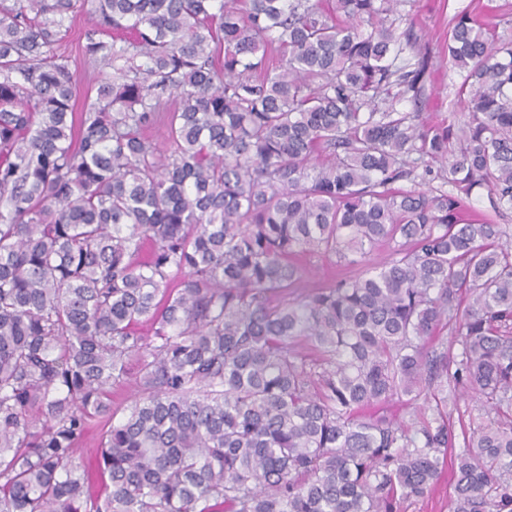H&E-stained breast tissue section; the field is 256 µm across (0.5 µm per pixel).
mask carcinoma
Returning a JSON list of instances; mask_svg holds the SVG:
<instances>
[{"mask_svg": "<svg viewBox=\"0 0 512 512\" xmlns=\"http://www.w3.org/2000/svg\"><path fill=\"white\" fill-rule=\"evenodd\" d=\"M85 2L0 0V512H400L450 453L453 512H512V243L464 217L512 209V43L456 16L468 121L428 127L376 102L421 75L397 0H91L77 113ZM301 254L361 271L294 297ZM90 4H85L83 9L69 15L65 21L63 28L62 40L56 45L58 54L69 57L70 68L75 73L77 78V101L76 112H82L86 93L89 90L90 95L91 87L104 80L105 78L112 77V66L100 62H89L84 55L85 39L84 33L92 25L91 15L89 14ZM67 29L65 33L64 30ZM434 173L437 175H440L439 178H435L434 180H431L432 177H426L425 179L421 178L422 175V169H419L416 171L415 175H418V177L411 178V180H406L399 182L396 184L398 187H402L405 189H410L416 187L417 189H422L426 191H436V189H442V190H449L451 189V186L446 183L448 181V175L445 173L444 169L440 167L439 164L433 165ZM469 213L466 214V218H474L473 213L484 214L493 218L497 224H508L510 230L512 229V209L504 210L500 214H495L488 200L486 190L475 191L468 205ZM132 375L125 384L121 386H112V413L114 414V421L122 420L127 414L129 406L137 393V386L135 384L136 367L132 365ZM460 398L458 411H454L451 420L455 426L456 433H460L459 419L462 416V421L468 425L469 419L473 418L474 421L479 422V404L476 403V397L472 390L469 388H461L459 390Z\"/></svg>", "mask_w": 512, "mask_h": 512, "instance_id": "obj_1", "label": "carcinoma"}]
</instances>
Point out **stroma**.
I'll return each mask as SVG.
<instances>
[{"label": "stroma", "instance_id": "1", "mask_svg": "<svg viewBox=\"0 0 512 512\" xmlns=\"http://www.w3.org/2000/svg\"><path fill=\"white\" fill-rule=\"evenodd\" d=\"M397 9L417 17V49L403 48L397 63L406 70L423 67L417 93L391 87L381 94V106L417 113L421 122L462 126L467 120L458 91L462 79L448 61V36L453 18L460 13L481 20L501 38L512 40V0H400ZM92 25L88 9H80L65 22L66 33L56 51L69 59L77 78V97L85 99L91 87L111 77L112 68L90 62L84 55V33Z\"/></svg>", "mask_w": 512, "mask_h": 512}]
</instances>
